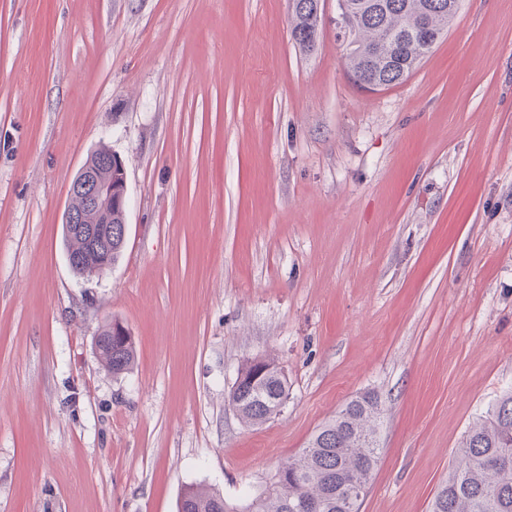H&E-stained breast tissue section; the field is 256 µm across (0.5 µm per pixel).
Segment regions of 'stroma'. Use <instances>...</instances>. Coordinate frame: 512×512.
Listing matches in <instances>:
<instances>
[{
	"label": "stroma",
	"instance_id": "35a3bbf8",
	"mask_svg": "<svg viewBox=\"0 0 512 512\" xmlns=\"http://www.w3.org/2000/svg\"><path fill=\"white\" fill-rule=\"evenodd\" d=\"M0 0V512L243 505L353 396L383 410L360 512H429L512 388V0H463L403 83L369 92L321 0ZM107 143L127 238L75 275L67 188ZM119 319L137 361L93 338ZM282 411L241 423V365ZM291 10L292 39L302 52H311L322 24L319 0H291ZM119 321L112 319L102 325L98 336L97 356L100 362L109 370L112 375H120L132 370L136 362V347L132 336L119 342L114 336H111L112 323ZM261 358V368L251 365L252 359L241 366L229 393L237 416L249 426L261 425L280 414L282 396H288V379L277 360L270 356Z\"/></svg>",
	"mask_w": 512,
	"mask_h": 512
}]
</instances>
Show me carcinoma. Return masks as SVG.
I'll use <instances>...</instances> for the list:
<instances>
[{
	"mask_svg": "<svg viewBox=\"0 0 512 512\" xmlns=\"http://www.w3.org/2000/svg\"><path fill=\"white\" fill-rule=\"evenodd\" d=\"M344 29L336 31L349 74L367 79L364 90L380 91L407 79L433 47L447 35L458 12L456 0H341ZM291 36L308 53L315 47L322 13L319 0H291ZM422 17L430 39L408 33ZM71 269L84 274L87 240L80 233L62 234ZM112 322L102 325L97 356L114 375L132 370L133 338L111 336ZM288 379L277 360L267 356L262 367L246 361L238 371L229 401L242 423L261 425L280 414ZM378 397L365 393L350 399L324 422L305 448L283 462L265 489L244 508L228 503L202 486H189L180 496L178 512H296L301 502H315L318 512H359L377 467ZM431 512H512V390L503 392L466 432L459 462L436 493Z\"/></svg>",
	"mask_w": 512,
	"mask_h": 512,
	"instance_id": "carcinoma-1",
	"label": "carcinoma"
}]
</instances>
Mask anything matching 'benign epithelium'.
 I'll use <instances>...</instances> for the list:
<instances>
[{
  "label": "benign epithelium",
  "mask_w": 512,
  "mask_h": 512,
  "mask_svg": "<svg viewBox=\"0 0 512 512\" xmlns=\"http://www.w3.org/2000/svg\"><path fill=\"white\" fill-rule=\"evenodd\" d=\"M109 168L117 169L118 182L112 184V177H105L100 170L88 163L79 169L68 186L67 199H81L87 210L96 215L99 227L88 230L92 259L86 265L85 275L92 276L114 267L115 251L112 250V214H119V223L123 224L121 241L127 236L128 196L127 176L122 158L115 154L105 161Z\"/></svg>",
  "instance_id": "7a95c632"
}]
</instances>
